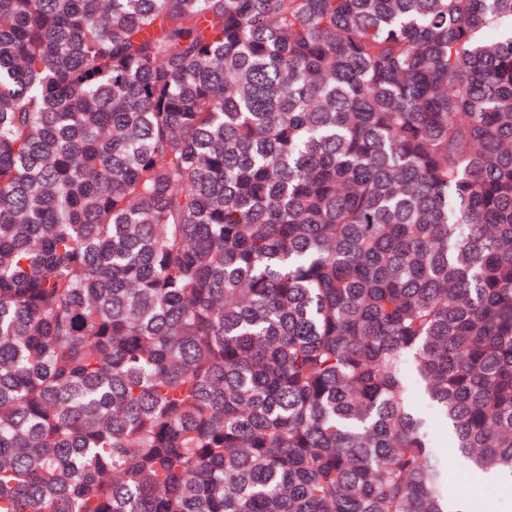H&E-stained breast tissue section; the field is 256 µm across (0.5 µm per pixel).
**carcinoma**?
Segmentation results:
<instances>
[{
    "instance_id": "1",
    "label": "carcinoma",
    "mask_w": 512,
    "mask_h": 512,
    "mask_svg": "<svg viewBox=\"0 0 512 512\" xmlns=\"http://www.w3.org/2000/svg\"><path fill=\"white\" fill-rule=\"evenodd\" d=\"M512 485V0H0V512H448ZM445 433L446 441L443 439L441 434L439 436L440 446L445 447L441 449L448 454V457L453 462V466L448 470V493H458L459 491L467 493L470 489L469 482L465 475L467 471L460 465L459 456L456 454V448H450L452 433L450 431H448V435L447 431ZM453 455L457 456L456 462H454ZM477 477L482 481L488 482L491 480L492 475L489 472L477 470ZM467 494H470V498L474 501L475 506L472 509L474 512H477V509L481 507L483 508L480 512H498L502 510V504L512 501V487L505 486L497 482H488L476 492L470 491Z\"/></svg>"
}]
</instances>
